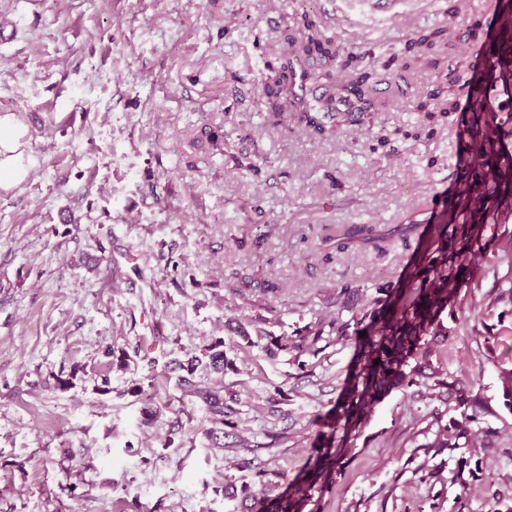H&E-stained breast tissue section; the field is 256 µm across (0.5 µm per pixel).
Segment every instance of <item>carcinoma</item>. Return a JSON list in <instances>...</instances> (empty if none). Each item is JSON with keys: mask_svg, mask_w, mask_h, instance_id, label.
<instances>
[{"mask_svg": "<svg viewBox=\"0 0 512 512\" xmlns=\"http://www.w3.org/2000/svg\"><path fill=\"white\" fill-rule=\"evenodd\" d=\"M314 27L309 17H302L300 36L292 41V57L300 65L301 73H296L294 65L287 61L277 69H270V73L263 77L262 85L265 95L272 99L274 113L280 114L288 106L294 112V120L299 126L322 135L337 132L349 120L348 114L332 111L333 98L351 94L356 97L359 110L365 113L372 108L373 86L368 84L366 75L347 82L335 81V72L348 69L353 56L337 49L333 38L319 36ZM444 34L443 30L422 34L408 49H429ZM484 70L488 72V78L470 90L475 111L479 112L471 125V139L478 144L476 159L488 166V174L493 182L489 195V214L496 221L504 223L512 216L508 181L512 173V156L502 152L501 144L504 138L512 136V127L506 128L497 112L486 107L483 96L498 86L505 93L512 87V55L505 49L489 55L485 59ZM297 77L303 81L330 83L334 86V93L326 100L299 97L294 91ZM392 235L391 230L383 234L375 233V227L371 224H352L323 236L318 249L327 260L332 259L335 253L347 250L352 244L370 248L381 255L385 253L387 239ZM457 242L459 248L451 253L445 244L437 248V256L428 262L433 277H424L414 287V296L397 302L391 318L383 321L374 331H369L367 326H360L357 321V328L350 335L349 323H329L338 339L348 341L353 335L356 340L357 352L349 374V388L336 405V409L340 410L339 418L345 420V423L359 420L387 388L419 386L421 377L433 381L431 389L435 390L437 398H448L447 374L440 367L433 366L431 361L434 348L448 342V329L437 325V318L448 306V260L463 263L479 253V232L465 228ZM362 332L365 333L363 338L360 337ZM376 360L379 361L377 365L374 364ZM196 369L197 365L192 362L184 367L187 376L182 378L183 384L201 398L215 420L222 425L233 424L232 403L237 401L236 395L231 393L226 396L222 389L196 387L189 378ZM456 394L461 408L460 417L445 424L439 419L435 420L437 431L433 440L421 445V449L433 458L470 447L478 433L483 431L481 424L484 408L467 390L458 388ZM316 452L307 485L296 489L297 495L304 496L317 483L323 484L331 478L332 467L336 464L340 449L322 445ZM254 478L262 487V495H257L247 485L242 486L243 498L251 501L249 512H298L301 503L299 498L284 494L269 498L278 484L269 479L267 470H256Z\"/></svg>", "mask_w": 512, "mask_h": 512, "instance_id": "obj_1", "label": "carcinoma"}]
</instances>
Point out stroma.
<instances>
[{
  "label": "stroma",
  "instance_id": "35a3bbf8",
  "mask_svg": "<svg viewBox=\"0 0 512 512\" xmlns=\"http://www.w3.org/2000/svg\"><path fill=\"white\" fill-rule=\"evenodd\" d=\"M499 0H0V113L28 128L29 178L0 192V512H242L254 465L302 481L323 437L343 439L334 482L301 512H490L512 495V221H481L490 184L468 176L457 124L480 77L470 27ZM381 73L405 42H447L381 85L373 121L324 137L273 117L260 84L302 12ZM456 112L432 122L419 103ZM256 171H249L248 163ZM478 224L482 250L440 320L432 358L487 407L491 448L468 484L455 460L419 482L411 454L459 415L431 395L383 393L355 431L331 410L355 358L329 320L377 324L446 226ZM268 225L261 247L255 227ZM411 225L384 258L315 249L321 225ZM352 291L341 294L343 284ZM320 335L319 353L298 351ZM291 349H284V342ZM222 343L236 392L223 447L179 365Z\"/></svg>",
  "mask_w": 512,
  "mask_h": 512
}]
</instances>
